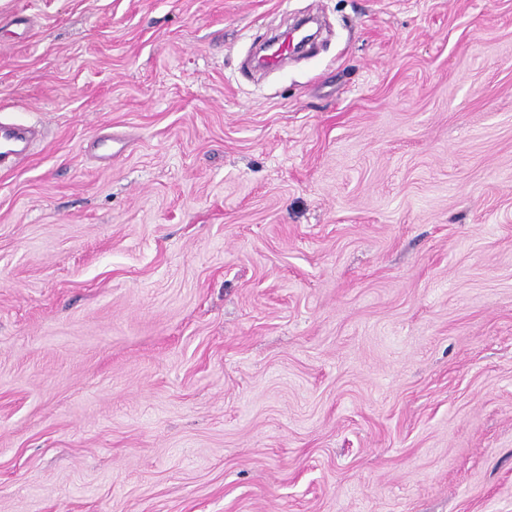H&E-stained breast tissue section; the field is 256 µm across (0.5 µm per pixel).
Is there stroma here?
Masks as SVG:
<instances>
[{"mask_svg":"<svg viewBox=\"0 0 512 512\" xmlns=\"http://www.w3.org/2000/svg\"><path fill=\"white\" fill-rule=\"evenodd\" d=\"M0 116V512H512V0H0ZM38 128L30 122L0 119V172L14 170L32 154Z\"/></svg>","mask_w":512,"mask_h":512,"instance_id":"35a3bbf8","label":"stroma"}]
</instances>
